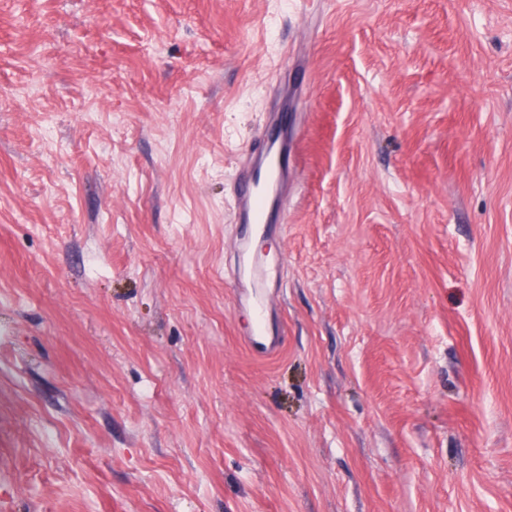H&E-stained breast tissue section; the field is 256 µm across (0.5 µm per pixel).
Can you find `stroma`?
<instances>
[{
  "instance_id": "35a3bbf8",
  "label": "stroma",
  "mask_w": 512,
  "mask_h": 512,
  "mask_svg": "<svg viewBox=\"0 0 512 512\" xmlns=\"http://www.w3.org/2000/svg\"><path fill=\"white\" fill-rule=\"evenodd\" d=\"M0 512H512V0H0ZM280 112H271L266 123L267 129L263 141L266 142L264 151L254 153L249 160L241 167L238 176V191L235 201V217L240 224H269L276 216L277 208L275 200L279 187L288 184V168L280 164V152H288V140L283 138L282 133L269 150V139L271 133L280 127ZM279 143L277 150L275 145ZM266 167L267 177L273 191L270 188L261 187V178L256 171L262 174Z\"/></svg>"
}]
</instances>
